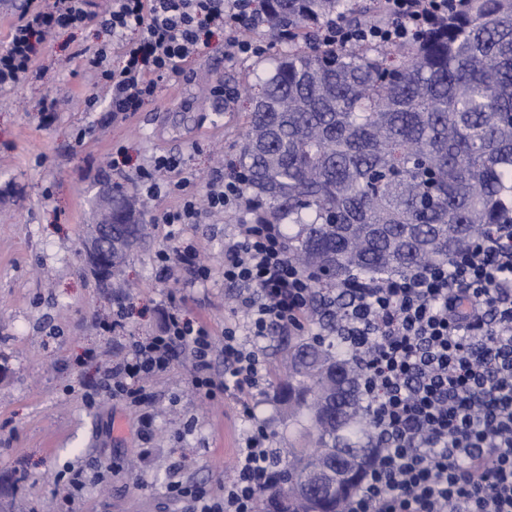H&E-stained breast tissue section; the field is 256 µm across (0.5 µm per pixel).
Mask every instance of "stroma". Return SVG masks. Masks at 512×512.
Instances as JSON below:
<instances>
[{
	"label": "stroma",
	"instance_id": "1",
	"mask_svg": "<svg viewBox=\"0 0 512 512\" xmlns=\"http://www.w3.org/2000/svg\"><path fill=\"white\" fill-rule=\"evenodd\" d=\"M108 38L97 25L56 30L40 47L44 75L0 103V478L9 483L10 512H58L55 474L69 464L87 468L83 512H189L187 503L167 496L166 484L220 488L243 428L234 399L195 395L183 357L147 387L157 412L150 441L140 440L137 416L121 400L102 393L86 406L101 360L118 351L97 322L111 319L121 298L130 334L158 331L167 296L180 294L187 274L156 280L154 256L171 240L167 226L155 224L149 244L129 253L110 287H99L84 261L82 234L97 184H130L153 156L179 158L200 186L238 163L251 99L278 47L239 61L229 56L223 32L214 31L184 76L163 82L124 120L107 112L106 90L94 87L72 58L78 47ZM219 85L234 94L233 105L215 96ZM50 93L62 106L48 120L39 104ZM89 96L98 98L99 111L85 110ZM87 127L94 136L77 143L78 130ZM119 147L126 153L116 166L112 152ZM229 230V218L219 216L182 235L213 270L208 284L191 290L189 316L216 334L229 314L222 277ZM90 350L100 361L86 360Z\"/></svg>",
	"mask_w": 512,
	"mask_h": 512
}]
</instances>
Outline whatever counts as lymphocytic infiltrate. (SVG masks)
I'll return each instance as SVG.
<instances>
[{"label": "lymphocytic infiltrate", "instance_id": "obj_1", "mask_svg": "<svg viewBox=\"0 0 512 512\" xmlns=\"http://www.w3.org/2000/svg\"><path fill=\"white\" fill-rule=\"evenodd\" d=\"M378 20L320 24L324 46L404 45L423 39L455 0H374ZM262 12L254 0H26L0 47V96L35 72V46L57 28L100 23L111 46L76 51L80 67L110 94L113 116L129 117L151 100L159 84L182 74L199 54L211 27L224 32L231 57L264 54L258 36ZM138 38H128V31ZM121 64L111 68L109 50ZM180 162L158 155L135 173L141 199L178 198L157 216L177 239L208 215L235 217L224 239V282L234 288L232 318L221 336L169 297L164 326L130 337L121 355L100 373L98 390L123 400L149 438L153 413L146 379L166 374L179 355L192 361L191 386L200 398L234 397L245 423L233 472L223 491L201 483H169V496L187 499L193 512H259L260 491L275 474L277 451L254 413L266 369L257 340L279 330L318 335L332 318L348 358L359 369L362 413L374 460L343 512H512V224H495L448 260L404 275L352 278L317 293L310 273L288 257L276 225L255 221L247 174L233 168L197 189L178 176ZM190 272L188 288L212 270L196 246L158 251L159 280L175 268ZM224 351V373L212 367Z\"/></svg>", "mask_w": 512, "mask_h": 512}]
</instances>
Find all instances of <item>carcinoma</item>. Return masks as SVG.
<instances>
[{"label": "carcinoma", "instance_id": "cac0c4a2", "mask_svg": "<svg viewBox=\"0 0 512 512\" xmlns=\"http://www.w3.org/2000/svg\"><path fill=\"white\" fill-rule=\"evenodd\" d=\"M268 35L283 31L246 116L239 164L262 224H287L288 256L328 276L406 273L448 258L490 224L512 223V0H463L425 38L403 47L317 42L318 24L371 22V4L263 0ZM115 223L146 240L135 194L116 187ZM273 369L274 400L299 426L263 512H339L371 462L358 419V373L326 337L288 344ZM361 450L357 474L335 493L309 490L336 470V452Z\"/></svg>", "mask_w": 512, "mask_h": 512}]
</instances>
